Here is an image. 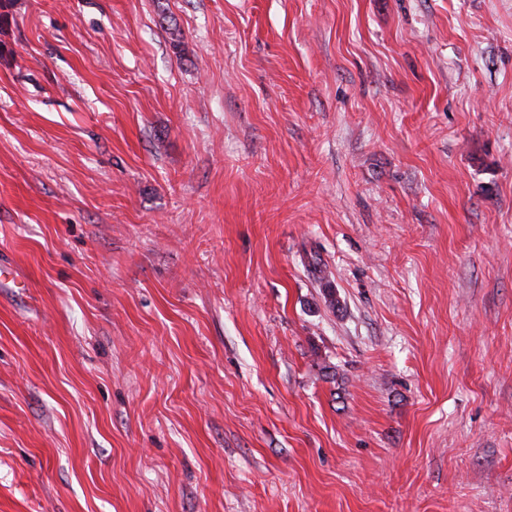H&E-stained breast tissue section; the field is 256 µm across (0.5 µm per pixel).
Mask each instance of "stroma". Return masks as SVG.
<instances>
[{
	"label": "stroma",
	"instance_id": "obj_1",
	"mask_svg": "<svg viewBox=\"0 0 512 512\" xmlns=\"http://www.w3.org/2000/svg\"><path fill=\"white\" fill-rule=\"evenodd\" d=\"M8 12L0 512H512V0Z\"/></svg>",
	"mask_w": 512,
	"mask_h": 512
}]
</instances>
